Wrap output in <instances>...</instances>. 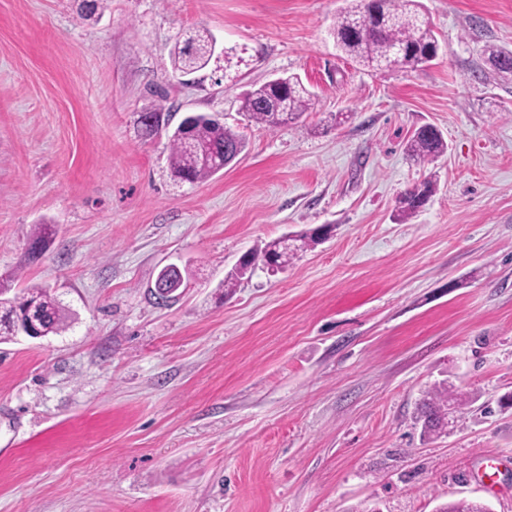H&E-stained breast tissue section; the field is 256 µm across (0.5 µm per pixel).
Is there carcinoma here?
I'll return each instance as SVG.
<instances>
[{
	"label": "carcinoma",
	"mask_w": 512,
	"mask_h": 512,
	"mask_svg": "<svg viewBox=\"0 0 512 512\" xmlns=\"http://www.w3.org/2000/svg\"><path fill=\"white\" fill-rule=\"evenodd\" d=\"M336 48L358 64L373 69L414 68L437 57L439 44L430 23L419 11L418 0H349L332 30ZM212 36L197 32L176 46L173 65L189 73L200 70L211 60ZM488 60L498 73L512 74V53L492 49ZM313 106V94L297 76H279L271 83L253 85L240 96V110L257 124L271 130L283 126L282 117L300 119ZM161 111L145 112L140 125L148 136L162 131ZM171 176L190 184L213 175L211 161L224 158L231 162L245 149V141L234 130L209 114L197 113L186 129L176 127L168 135ZM447 148L442 133L427 126L416 129L407 144L408 155L421 162L432 159ZM434 191L430 181L407 190L402 196L401 215L421 207ZM330 227L315 229L297 238L293 244L284 238L265 244L264 258L271 268L283 269L297 251L316 245ZM252 263L241 259L224 278V287L233 288L251 270ZM27 320L42 336L58 335L68 326V316L59 301L44 287L32 286L12 296L0 290V342L18 333V323ZM472 402L470 396L453 384L441 380L429 388L416 408L415 420L423 421L422 435L439 433L448 421V410H457ZM437 512H488L474 500L459 499L441 505Z\"/></svg>",
	"instance_id": "obj_1"
}]
</instances>
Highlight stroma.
I'll return each mask as SVG.
<instances>
[{
	"mask_svg": "<svg viewBox=\"0 0 512 512\" xmlns=\"http://www.w3.org/2000/svg\"><path fill=\"white\" fill-rule=\"evenodd\" d=\"M419 3L440 50L404 71L337 50L345 0H106L97 21L0 0V281L70 315L0 343V512H512V76L487 62L512 0ZM202 29L217 52L179 75ZM288 75L315 94L300 121L240 112ZM163 101L239 132L240 160L174 182L138 122ZM423 125L448 148L420 163ZM323 224L224 292L245 253ZM169 264L187 288L160 304ZM444 379L473 401L426 438L415 407ZM212 36L206 32L198 31L190 35L182 45L176 46L173 53V65L176 70L189 73L203 69L211 60L210 46ZM434 191V185L430 181L415 185L402 196L400 204L401 216H406L421 207ZM330 226L326 227L321 231L320 228L315 229L311 233H305L300 235L297 239L292 241L300 242L299 244L289 243L288 240L283 238L273 240L265 244L260 249L264 254V258L271 268H280L283 270L288 261L293 258L297 251L301 250L306 245H316L321 240V234L330 233Z\"/></svg>",
	"mask_w": 512,
	"mask_h": 512,
	"instance_id": "stroma-1",
	"label": "stroma"
}]
</instances>
